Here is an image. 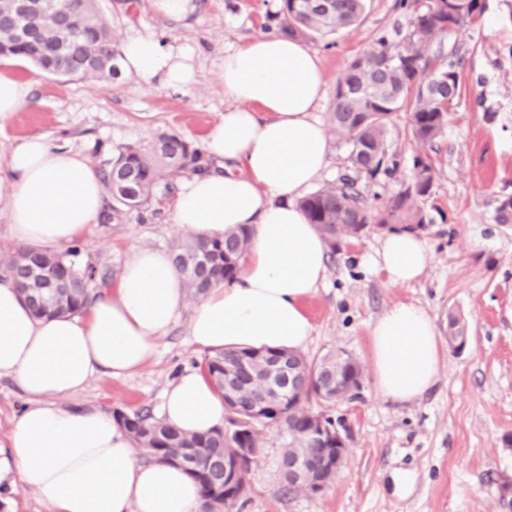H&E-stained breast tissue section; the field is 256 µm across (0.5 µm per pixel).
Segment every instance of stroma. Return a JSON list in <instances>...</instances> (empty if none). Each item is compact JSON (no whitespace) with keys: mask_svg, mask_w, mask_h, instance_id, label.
Masks as SVG:
<instances>
[{"mask_svg":"<svg viewBox=\"0 0 512 512\" xmlns=\"http://www.w3.org/2000/svg\"><path fill=\"white\" fill-rule=\"evenodd\" d=\"M97 3L117 43L148 31L189 49L194 82L187 88L150 86L126 71L109 81L87 82L1 59L0 71L22 78L30 94L23 110L0 119V164L19 139L31 135L81 154L98 171L119 149L148 146L165 130L201 145L231 104L224 95L225 45L276 32L280 6V0H196L187 26L154 14L149 0H136L130 9L119 0ZM396 3L367 0L358 24L308 41L323 63L322 121L330 119L336 80L348 63L375 34L405 25ZM485 4L482 25L458 40L464 64L455 111L434 143L430 203L442 217L422 233L430 255L423 275L405 286L389 285L372 264L385 236L374 227L328 258L326 279L306 303L313 333L303 354L313 358L343 349L363 371L358 398L327 410L341 424L344 465L321 495L280 496L278 458L285 434L265 428L247 476L248 494L232 512H502L498 487L512 478V224L494 222L491 200L512 194V0ZM388 139L401 164L393 177L362 182L372 209L409 182L418 150L403 116L394 117ZM188 176L185 170L168 172L145 209L124 214L118 224L91 225L80 242L83 262L111 283L135 247H173L179 235L169 204ZM398 303L428 311L440 349L435 384L404 404L377 391L369 336L376 319ZM452 311L468 325L469 339L459 352L448 346ZM186 324L179 319L138 374L95 375L64 407L160 413L165 390L204 357L190 342Z\"/></svg>","mask_w":512,"mask_h":512,"instance_id":"35a3bbf8","label":"stroma"}]
</instances>
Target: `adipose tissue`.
I'll list each match as a JSON object with an SVG mask.
<instances>
[{"label": "adipose tissue", "mask_w": 512, "mask_h": 512, "mask_svg": "<svg viewBox=\"0 0 512 512\" xmlns=\"http://www.w3.org/2000/svg\"><path fill=\"white\" fill-rule=\"evenodd\" d=\"M123 66L144 82L189 86L191 56L155 35L127 39ZM231 107L211 125L203 149L212 167L183 181L170 211L182 237L216 239L245 225L249 247L230 281L213 283L187 323L202 351L298 350L313 325L305 302L327 273V246L299 201L322 176L329 138L316 112L325 96L322 62L300 39L259 34L224 49ZM12 238L45 248L81 239L103 205L98 173L77 153L40 135L16 143L0 175ZM425 242L387 235L375 264L393 286L420 278ZM186 301L164 249L136 248L112 287L84 315L36 316L11 279L0 281V377L14 379L26 406L0 439V488L20 484L44 512H203L197 484L180 467L142 461L129 434L99 409L61 401L99 372L138 373L158 351ZM377 390L406 403L435 383L436 326L421 306L400 303L370 327ZM162 416L186 434L222 427L224 400L201 371L166 391Z\"/></svg>", "instance_id": "ef3b65f1"}]
</instances>
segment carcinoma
Wrapping results in <instances>:
<instances>
[{"instance_id":"1","label":"carcinoma","mask_w":512,"mask_h":512,"mask_svg":"<svg viewBox=\"0 0 512 512\" xmlns=\"http://www.w3.org/2000/svg\"><path fill=\"white\" fill-rule=\"evenodd\" d=\"M54 10L67 13L71 20L67 44L60 45L51 17H46L35 37L17 35L24 20L8 9L0 8V59H16L53 76L102 81L120 75L119 52L112 39L109 23L99 12L96 0H50ZM366 0H327V8L319 9L313 0H283L281 34L296 38L325 36L359 21ZM407 11L406 29L397 37L380 35L355 57L336 81L331 123L335 132L349 147L347 173L338 183L319 189L300 201L309 222L324 238L331 254L341 245L360 235L361 225L386 227L400 224L409 232H420L434 223L430 211L423 207L432 195L435 166L425 147L440 138L448 126L451 108L457 97L462 57L457 38L463 30L481 23L484 0H400ZM444 81L431 85L427 78L433 72ZM404 112L406 126L420 149L412 158L411 183L392 196L381 209L367 207L359 188L366 178L391 176L399 168L397 156L390 152L387 141L389 124ZM205 157L177 132L160 133L146 149L127 146L112 158L102 172L112 205L103 213L106 220H120L126 212L138 210L152 199L154 188L170 169L203 170ZM503 195L493 198L494 220L512 224V208H506ZM251 239L244 226L229 231L222 239L203 241L189 239L174 247L175 263L186 288L194 298L201 297L206 287L218 278L233 279L238 273V259ZM79 249L59 254L50 249L22 247L0 255V271L11 277L25 298H30L29 269L33 264L51 275L55 295L49 305L37 301L31 309L37 315L80 313L95 297L97 270L80 267L75 257ZM282 355L285 350H226L207 355L201 368L207 371L219 392L224 382L236 383L235 400L228 402L229 417L220 430L208 434L188 435L171 427L148 409L131 413L113 412L135 445L151 459L174 461L199 485L204 512H211L224 500V468L238 471L240 478L232 499L247 493L244 481L254 458L236 459L229 449L259 447L258 427H275L288 435L281 449V485L284 496L311 495L313 482L301 489L288 484V455L304 452L312 457L333 445V439L312 434L314 421L320 417L332 423V417L313 409V405H335L347 398L332 390L322 392V372L341 364L344 380L362 376V368L353 357L336 358L329 352L309 359L293 354L298 369L299 389L283 393L278 404L256 416L255 404L270 384L265 381L262 362L253 369V378L235 381L225 378L227 370L238 360L254 356Z\"/></svg>"}]
</instances>
